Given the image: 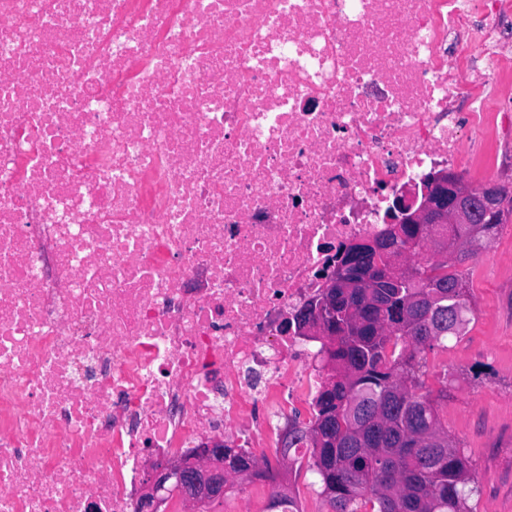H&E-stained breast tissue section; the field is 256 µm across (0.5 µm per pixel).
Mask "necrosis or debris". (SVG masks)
Returning a JSON list of instances; mask_svg holds the SVG:
<instances>
[{
	"label": "necrosis or debris",
	"mask_w": 512,
	"mask_h": 512,
	"mask_svg": "<svg viewBox=\"0 0 512 512\" xmlns=\"http://www.w3.org/2000/svg\"><path fill=\"white\" fill-rule=\"evenodd\" d=\"M512 0H0V512H136L145 449L263 453L294 316L473 153Z\"/></svg>",
	"instance_id": "1"
}]
</instances>
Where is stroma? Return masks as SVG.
<instances>
[{
    "instance_id": "35a3bbf8",
    "label": "stroma",
    "mask_w": 512,
    "mask_h": 512,
    "mask_svg": "<svg viewBox=\"0 0 512 512\" xmlns=\"http://www.w3.org/2000/svg\"><path fill=\"white\" fill-rule=\"evenodd\" d=\"M466 268L475 319L465 336L430 355L436 368L455 374L439 415L472 462L477 512H512V234L499 233ZM266 457L274 477L251 498L250 512H268L278 481L304 512H329L316 474L285 467L276 449Z\"/></svg>"
}]
</instances>
